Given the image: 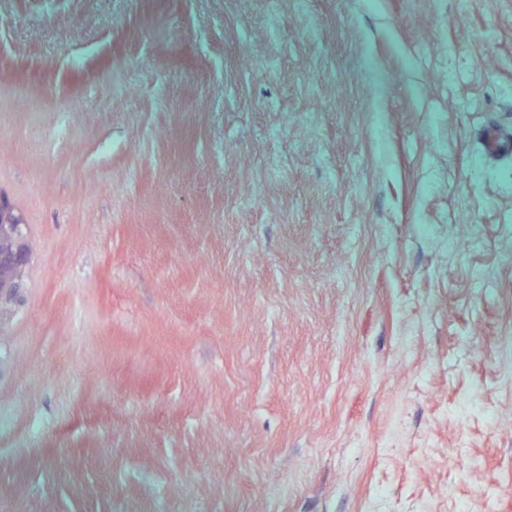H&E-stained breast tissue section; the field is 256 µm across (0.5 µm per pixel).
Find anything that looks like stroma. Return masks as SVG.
<instances>
[{"label":"stroma","instance_id":"1","mask_svg":"<svg viewBox=\"0 0 512 512\" xmlns=\"http://www.w3.org/2000/svg\"><path fill=\"white\" fill-rule=\"evenodd\" d=\"M0 124V512H512V0H0ZM13 212L23 218L7 197L0 196V332L3 320L18 304L20 288L32 258L29 239L25 253L19 252L18 236L24 231L26 222L16 224Z\"/></svg>","mask_w":512,"mask_h":512}]
</instances>
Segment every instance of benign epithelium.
<instances>
[{
  "mask_svg": "<svg viewBox=\"0 0 512 512\" xmlns=\"http://www.w3.org/2000/svg\"><path fill=\"white\" fill-rule=\"evenodd\" d=\"M15 214L20 211L7 197L0 196V323L18 304L20 288L32 258L31 243H26L25 252L19 251L18 236L25 225L15 222Z\"/></svg>",
  "mask_w": 512,
  "mask_h": 512,
  "instance_id": "benign-epithelium-1",
  "label": "benign epithelium"
}]
</instances>
